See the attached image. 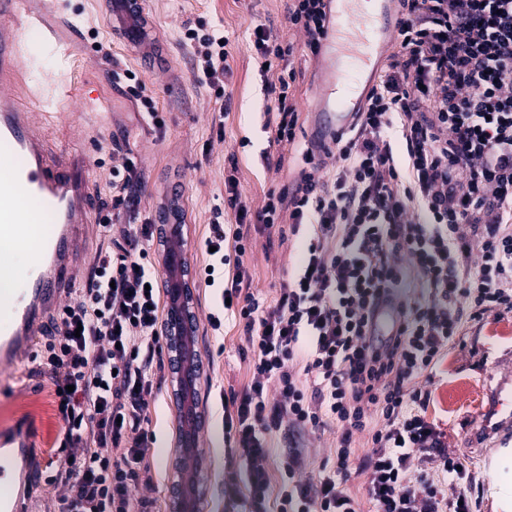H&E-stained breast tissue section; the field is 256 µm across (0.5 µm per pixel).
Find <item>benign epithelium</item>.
Returning <instances> with one entry per match:
<instances>
[{"label":"benign epithelium","mask_w":512,"mask_h":512,"mask_svg":"<svg viewBox=\"0 0 512 512\" xmlns=\"http://www.w3.org/2000/svg\"><path fill=\"white\" fill-rule=\"evenodd\" d=\"M181 252L182 242L179 239L167 241L168 320L174 347L177 416L182 424V444L178 452L183 459V468L174 487L173 512H202L203 497L199 490L197 443L194 440V429L200 419L197 385L200 364L195 332L190 324L187 267L179 260Z\"/></svg>","instance_id":"obj_1"}]
</instances>
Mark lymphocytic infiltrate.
I'll list each match as a JSON object with an SVG mask.
<instances>
[{
    "label": "lymphocytic infiltrate",
    "instance_id": "f902f5d3",
    "mask_svg": "<svg viewBox=\"0 0 512 512\" xmlns=\"http://www.w3.org/2000/svg\"><path fill=\"white\" fill-rule=\"evenodd\" d=\"M398 3L394 50L352 129L323 158L305 151L293 188L268 192L260 210L225 175L226 205L200 243L198 283L216 306L209 325L222 335L232 315L254 359L252 380L224 399L239 459L231 477L252 512H362L348 487L358 477L369 512H478L472 474L427 412L465 323L512 315V0ZM286 19L317 56L324 0H288ZM181 40L195 83L224 104L229 38L187 25ZM251 44L259 72L279 74L266 87L267 143L294 144L295 48L267 28ZM282 225L303 250L267 302L251 290L245 257L253 231ZM152 238L147 221L104 236L39 357L62 433L50 462L52 482L67 488L57 512H157L156 500L131 493L154 481L147 410L167 341ZM383 292L399 302L391 336L372 332ZM326 429L336 461L307 474L309 437ZM279 431L288 446L272 470Z\"/></svg>",
    "mask_w": 512,
    "mask_h": 512
}]
</instances>
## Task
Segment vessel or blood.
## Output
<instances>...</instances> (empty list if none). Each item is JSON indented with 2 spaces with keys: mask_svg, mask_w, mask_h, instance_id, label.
<instances>
[{
  "mask_svg": "<svg viewBox=\"0 0 512 512\" xmlns=\"http://www.w3.org/2000/svg\"><path fill=\"white\" fill-rule=\"evenodd\" d=\"M360 0H327L328 33L325 51L335 59L336 76L322 90L314 114L316 145L331 143L348 130L363 95L361 83H373V59L393 29L391 0H375L367 14ZM110 21L128 35L139 32L130 0H112ZM38 33L41 51L55 65L71 56L77 29L58 16L47 15L32 0H0V152L14 159L0 176V237L20 239L25 225L49 218L53 231L41 249L37 272L15 295H0V366L14 364L34 336L47 334L74 285L83 247L100 232L92 206L96 167L80 148L59 147L52 135L53 106L70 99L69 82H53L22 91L20 76L28 37ZM35 208L25 207V200ZM392 300L379 302L373 313L378 334L395 329ZM33 434L27 427L0 438V512H21L13 498L16 474L28 473Z\"/></svg>",
  "mask_w": 512,
  "mask_h": 512,
  "instance_id": "obj_1",
  "label": "vessel or blood"
}]
</instances>
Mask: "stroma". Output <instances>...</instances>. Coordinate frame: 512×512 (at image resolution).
I'll return each instance as SVG.
<instances>
[{
  "label": "stroma",
  "mask_w": 512,
  "mask_h": 512,
  "mask_svg": "<svg viewBox=\"0 0 512 512\" xmlns=\"http://www.w3.org/2000/svg\"><path fill=\"white\" fill-rule=\"evenodd\" d=\"M285 7L286 0H143L145 35L130 42L110 23V0H60V14L80 30L73 59L82 90L63 106L64 141L85 149L97 161L100 204L104 210L119 213L113 235L147 216L161 222L165 213L176 210V222L183 228V253L192 270L202 260L199 243L209 232L213 207L224 200V177L230 170H237L239 189L255 209L261 207L268 191L291 188L299 156L287 152L280 167L266 165L261 157L267 145L260 118L265 79L254 65L250 47L251 28L256 23L270 27L280 41L302 45V34L288 26ZM196 19L224 30L232 40V94L224 106L220 136L212 128L214 100L195 85L194 57L179 40L183 22ZM114 56L145 79L148 94L166 116L165 134L154 133L139 120L122 82L112 74L110 59ZM294 67V102L303 123L298 138L307 142L311 139L310 113L317 104L324 73L316 58L296 57ZM127 149L140 161V180L134 191L137 206L131 211L113 208L109 193L112 166ZM299 259L298 250L281 241L278 233L253 232L247 263L254 294L273 300L282 279ZM190 293L202 369L199 391L205 426L199 434V450L206 512H249L243 490L227 486L230 443L221 424V396L250 382L252 356L242 350L241 329L234 319L225 318L223 335H214L207 320L208 294L195 283ZM33 366L31 354H26L15 366L0 369V431L23 424L32 428L31 465L40 480L25 490V510L54 512L62 489L48 483L47 463L61 436L60 426L49 376L34 372ZM174 379L168 367L155 379L158 398L147 415L157 434L153 456L157 476L151 487L135 491L136 496L157 499L159 512L171 510L180 468ZM499 404L512 409V317L464 325L463 344L450 348L445 356L429 409L447 435L449 452L460 456L476 478L480 512H506L492 490L501 451L512 449V430L496 425Z\"/></svg>",
  "instance_id": "1"
}]
</instances>
